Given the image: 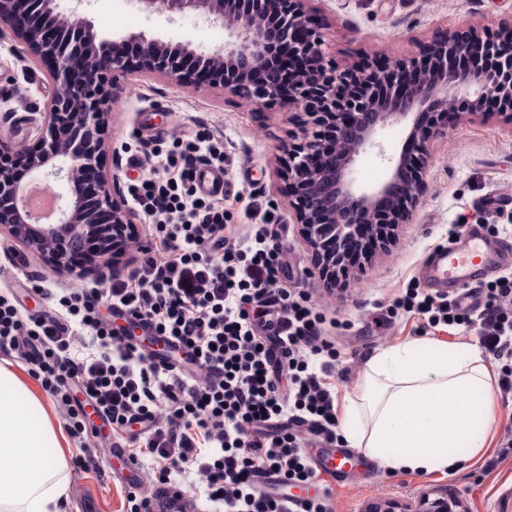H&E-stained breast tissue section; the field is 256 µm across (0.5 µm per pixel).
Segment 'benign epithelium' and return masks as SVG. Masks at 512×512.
Returning <instances> with one entry per match:
<instances>
[{
    "instance_id": "obj_1",
    "label": "benign epithelium",
    "mask_w": 512,
    "mask_h": 512,
    "mask_svg": "<svg viewBox=\"0 0 512 512\" xmlns=\"http://www.w3.org/2000/svg\"><path fill=\"white\" fill-rule=\"evenodd\" d=\"M149 12L162 4L170 17L193 13L237 34V41L209 51L189 43L132 35L138 53L125 52L127 40L98 37L92 21L75 10L64 12L58 0H0V39L21 40L57 85L44 105L37 145L25 161L30 171H48L70 185V198L52 224H36L21 212L23 186L11 162L16 150L0 139V228L22 243H48L49 263L63 270H85L69 261L67 246H84L88 264L119 254L134 232L130 212L117 185L98 176L87 196L81 177L99 172L108 114L120 91L119 78L133 73L163 74L220 86L255 106L278 105L303 115L288 149L282 176L295 223L321 262L327 287L349 275L346 254L362 225L385 242L388 230L410 220L426 184L431 143L448 135V105L472 121L496 118L512 125V22L498 25L495 37L477 32L454 35L429 49L436 75L423 74L425 55L374 61L355 70L327 59L322 46L324 23L312 12V0H133ZM69 25L58 26L53 17ZM497 47L498 69L448 68L482 42ZM307 63L288 91L269 75L280 45ZM500 101L488 112V98ZM411 120L408 149L391 160L389 179L376 186L357 182L355 165L377 145L390 121Z\"/></svg>"
}]
</instances>
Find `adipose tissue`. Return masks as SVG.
<instances>
[{"label":"adipose tissue","mask_w":512,"mask_h":512,"mask_svg":"<svg viewBox=\"0 0 512 512\" xmlns=\"http://www.w3.org/2000/svg\"><path fill=\"white\" fill-rule=\"evenodd\" d=\"M24 385L0 364V512H64L68 464L49 419L33 421ZM489 370L477 348L425 339L373 354L366 386L347 409L364 421L354 447L390 471L447 472L463 448L484 445L492 419Z\"/></svg>","instance_id":"1"}]
</instances>
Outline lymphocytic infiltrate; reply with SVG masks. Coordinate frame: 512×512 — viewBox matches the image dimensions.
Instances as JSON below:
<instances>
[{
  "label": "lymphocytic infiltrate",
  "instance_id": "1",
  "mask_svg": "<svg viewBox=\"0 0 512 512\" xmlns=\"http://www.w3.org/2000/svg\"><path fill=\"white\" fill-rule=\"evenodd\" d=\"M128 162L148 170L127 191L157 249H144L131 274L106 289H44L50 308L38 315L1 293L0 352L29 364L74 438L90 440L75 389L113 432L139 425L157 487L179 490L189 473L216 512H329L324 497L299 505L258 486L263 473L281 475L285 487L316 484L303 434L338 437L328 378L340 353L326 314L286 287L287 251L273 225H252L230 242L223 207L197 192L195 167H223V141L199 130L166 150L148 139ZM481 294V307L467 310L411 288L393 307L418 315L426 330L478 327L508 394L512 272ZM116 314L151 329L163 351L113 328Z\"/></svg>",
  "mask_w": 512,
  "mask_h": 512
}]
</instances>
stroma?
I'll list each match as a JSON object with an SVG mask.
<instances>
[{
  "instance_id": "1",
  "label": "stroma",
  "mask_w": 512,
  "mask_h": 512,
  "mask_svg": "<svg viewBox=\"0 0 512 512\" xmlns=\"http://www.w3.org/2000/svg\"><path fill=\"white\" fill-rule=\"evenodd\" d=\"M62 9L78 8L92 20L99 37L121 40L132 34L182 41L199 50L224 46L230 36L224 27L186 14L150 13L127 7L118 14L115 0H82ZM324 15L327 59L350 66L368 55L389 59L423 51L437 38L470 29L496 28L512 19V0H316ZM112 104L110 132L104 142L100 169L127 184L126 150L135 136L160 138L165 145L207 129L224 138V193L217 199L228 216L227 235L236 236L247 224L283 225L287 260L294 272L291 287L310 295L313 303L334 319L331 335L341 354L331 378L336 405L344 407L359 391L367 359L375 352L424 337L451 345H480L477 331L459 335L424 331L417 318L395 312L392 304L407 288L419 284L418 267L434 246L447 242L449 225L511 224L512 204L489 205L490 196L512 184V127L460 119L448 135L434 141L426 172V191L409 223L396 227L386 245L376 247L356 265L354 280L345 292H331L323 282L312 250L294 224L288 199L281 191V162L290 132L296 131L294 112L279 107H256L222 88L178 82L167 76L132 74L121 78ZM0 138L17 147L37 138L38 109L50 99L54 86L43 66L23 44L0 40ZM409 124L393 121L379 133L377 147L361 155L355 167L358 182L373 186L399 154ZM18 268L28 279L54 289L96 283L95 273L78 278L47 262L42 249L24 244L0 230V270ZM495 422L488 446L448 473L392 472L376 466L368 477L355 476L338 483L323 479L331 493L332 512H367L370 504L390 501L401 512H414L423 495L459 501L462 512H512V457H498L505 436H512V395L495 392ZM62 451L70 463L67 512H78L86 495L100 498L102 512H126L127 482L118 460L102 456L96 469L74 467L85 453L77 440L67 437Z\"/></svg>"
}]
</instances>
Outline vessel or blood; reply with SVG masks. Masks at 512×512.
<instances>
[{"label": "vessel or blood", "mask_w": 512, "mask_h": 512, "mask_svg": "<svg viewBox=\"0 0 512 512\" xmlns=\"http://www.w3.org/2000/svg\"><path fill=\"white\" fill-rule=\"evenodd\" d=\"M194 181L205 194L224 190V173L212 166L196 167ZM506 269H512V242L490 237L482 225L471 224L447 245L430 249L422 261L420 275L427 286L469 307L474 303L471 288ZM314 462L321 471L339 478L353 468L356 459L347 450L328 445L315 455Z\"/></svg>", "instance_id": "obj_1"}]
</instances>
